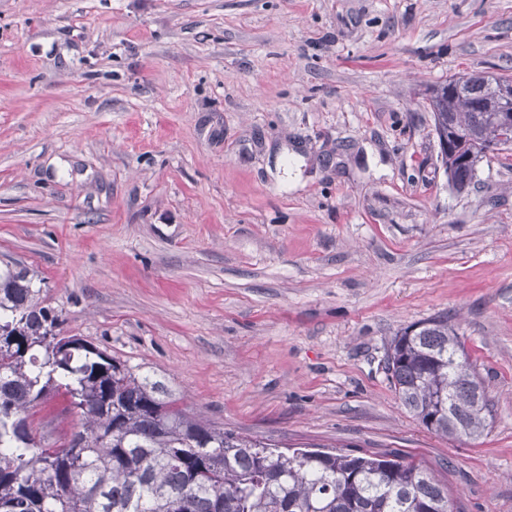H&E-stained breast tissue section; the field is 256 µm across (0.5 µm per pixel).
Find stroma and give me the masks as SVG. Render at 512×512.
Returning <instances> with one entry per match:
<instances>
[{"label":"stroma","mask_w":512,"mask_h":512,"mask_svg":"<svg viewBox=\"0 0 512 512\" xmlns=\"http://www.w3.org/2000/svg\"><path fill=\"white\" fill-rule=\"evenodd\" d=\"M512 77V0H0V268L64 335L278 446L420 462L512 512V159L448 186L428 107ZM447 316L493 404L446 439L397 331ZM33 427H79L56 394Z\"/></svg>","instance_id":"1"}]
</instances>
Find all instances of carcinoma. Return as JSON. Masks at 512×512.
<instances>
[{
	"instance_id": "1",
	"label": "carcinoma",
	"mask_w": 512,
	"mask_h": 512,
	"mask_svg": "<svg viewBox=\"0 0 512 512\" xmlns=\"http://www.w3.org/2000/svg\"><path fill=\"white\" fill-rule=\"evenodd\" d=\"M503 75H471L451 96L431 95L438 136L454 130L442 156L448 184L460 193L476 177L486 150L501 143L497 121ZM0 336L20 332L0 352V512H453L448 487L412 460L389 453L296 448L236 434L178 406L164 382L79 340L64 348L56 317L25 270L0 271ZM448 318L409 325L390 341L388 379L403 406L428 431L478 437L492 408ZM80 410L82 429L59 444L16 421L50 393Z\"/></svg>"
}]
</instances>
